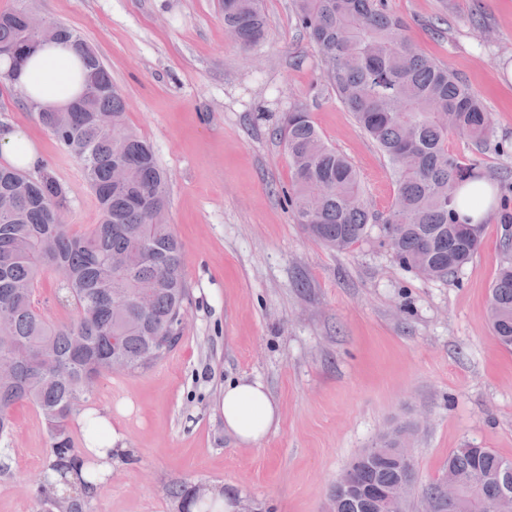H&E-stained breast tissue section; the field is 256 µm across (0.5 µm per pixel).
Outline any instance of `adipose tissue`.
Instances as JSON below:
<instances>
[{
  "label": "adipose tissue",
  "instance_id": "ef3b65f1",
  "mask_svg": "<svg viewBox=\"0 0 512 512\" xmlns=\"http://www.w3.org/2000/svg\"><path fill=\"white\" fill-rule=\"evenodd\" d=\"M79 56L70 43L53 41L41 45L24 62L0 59V72H11L14 84L26 99L49 109L68 106L77 95ZM0 157L21 169L36 167L39 155L25 130L18 126L0 128ZM459 213L471 223L481 224L493 212L495 189L486 176H479L458 191ZM224 428L239 443L259 444L279 420V409L267 387L257 379L240 380L224 388L220 403ZM87 440L76 469L66 478L84 481L87 495H94L102 476L111 474L112 462L124 455V436L109 417L89 409L76 418Z\"/></svg>",
  "mask_w": 512,
  "mask_h": 512
}]
</instances>
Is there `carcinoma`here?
<instances>
[{"label": "carcinoma", "instance_id": "1", "mask_svg": "<svg viewBox=\"0 0 512 512\" xmlns=\"http://www.w3.org/2000/svg\"><path fill=\"white\" fill-rule=\"evenodd\" d=\"M224 30L244 50L264 39L263 0H222ZM296 24L321 56L322 76L352 112L361 130L387 158L396 178L390 208L379 215L364 200L350 161L330 148L309 112L293 106L279 135L288 151L292 184L288 206L298 223L324 247L345 252L376 223L398 263L414 273L425 262L446 280L477 254L484 225L462 221L456 188L481 174V162L448 151L457 136L476 146L494 137L491 117L465 81L421 54L386 0H294ZM26 10L0 12V55L15 61L26 52ZM52 40L71 43L83 60L82 88L64 110L38 112L60 147L82 166L100 209L99 223L82 234L58 217L65 187L39 167L35 175L0 167V438L12 431L19 404L33 406L51 437L48 468L63 475L79 450L70 422L94 390L98 375L112 369V338H120L126 371L151 367L179 342L190 289L182 275L183 246L168 224L152 223V211L169 207L168 179L151 145L129 129L125 101L111 70L76 31L53 24ZM127 164L122 184L112 183V162ZM64 272L57 300L72 316L52 322L33 305L48 273ZM489 321L498 343L512 348V243L504 241L491 285ZM410 434L407 425L381 436L392 448ZM356 482L381 488L400 484L406 469L395 458L358 455ZM448 474L476 485L464 512H488L483 502L512 492V460L491 448H455ZM441 481L425 494L434 512L448 508ZM34 495L61 512H82L75 496H57L52 483ZM331 512H384L378 500L336 487Z\"/></svg>", "mask_w": 512, "mask_h": 512}]
</instances>
